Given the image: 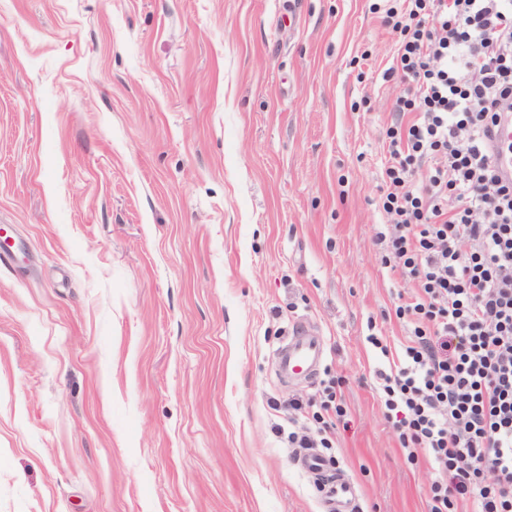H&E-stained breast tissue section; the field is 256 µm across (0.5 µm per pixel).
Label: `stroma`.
<instances>
[{"mask_svg":"<svg viewBox=\"0 0 512 512\" xmlns=\"http://www.w3.org/2000/svg\"><path fill=\"white\" fill-rule=\"evenodd\" d=\"M371 3L0 0V512H326L285 427L330 384L356 512H427L375 380L416 288ZM300 326L323 362L286 378Z\"/></svg>","mask_w":512,"mask_h":512,"instance_id":"stroma-1","label":"stroma"}]
</instances>
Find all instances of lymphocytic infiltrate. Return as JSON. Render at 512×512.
<instances>
[{"label": "lymphocytic infiltrate", "instance_id": "lymphocytic-infiltrate-1", "mask_svg": "<svg viewBox=\"0 0 512 512\" xmlns=\"http://www.w3.org/2000/svg\"><path fill=\"white\" fill-rule=\"evenodd\" d=\"M399 78L379 240L383 263L415 283L396 313L411 336L379 389L408 458L425 451L428 512H512V182L488 136L512 102V0H386ZM427 164L421 189L411 167Z\"/></svg>", "mask_w": 512, "mask_h": 512}]
</instances>
